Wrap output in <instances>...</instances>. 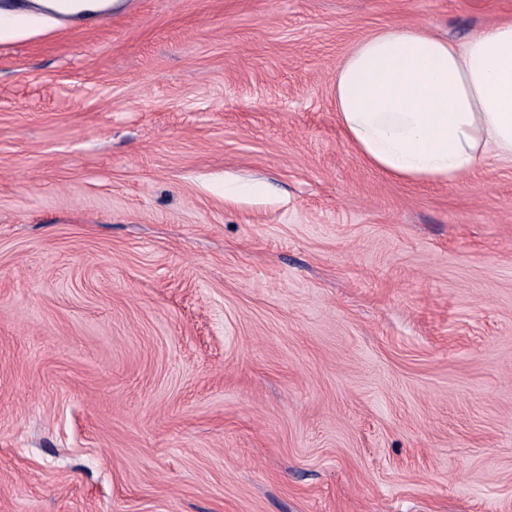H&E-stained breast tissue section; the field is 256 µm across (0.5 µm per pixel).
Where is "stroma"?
<instances>
[{
    "mask_svg": "<svg viewBox=\"0 0 512 512\" xmlns=\"http://www.w3.org/2000/svg\"><path fill=\"white\" fill-rule=\"evenodd\" d=\"M512 0H112L0 28V512H512V158L349 144L366 35Z\"/></svg>",
    "mask_w": 512,
    "mask_h": 512,
    "instance_id": "35a3bbf8",
    "label": "stroma"
}]
</instances>
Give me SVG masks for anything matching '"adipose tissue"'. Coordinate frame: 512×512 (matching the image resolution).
<instances>
[{"label": "adipose tissue", "mask_w": 512, "mask_h": 512, "mask_svg": "<svg viewBox=\"0 0 512 512\" xmlns=\"http://www.w3.org/2000/svg\"><path fill=\"white\" fill-rule=\"evenodd\" d=\"M336 112L372 167L451 182L512 157V23L457 43L393 26L360 40L336 71Z\"/></svg>", "instance_id": "1"}]
</instances>
